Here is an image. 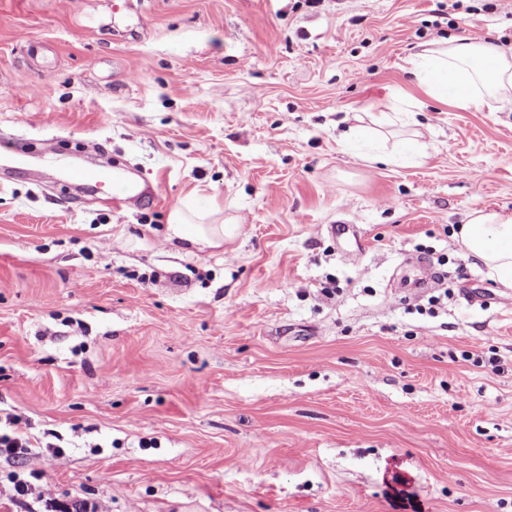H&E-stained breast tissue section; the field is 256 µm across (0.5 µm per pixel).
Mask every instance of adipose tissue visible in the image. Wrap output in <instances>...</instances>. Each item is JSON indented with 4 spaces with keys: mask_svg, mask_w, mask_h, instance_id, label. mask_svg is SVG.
<instances>
[{
    "mask_svg": "<svg viewBox=\"0 0 512 512\" xmlns=\"http://www.w3.org/2000/svg\"><path fill=\"white\" fill-rule=\"evenodd\" d=\"M416 83L434 100L453 99L461 108L512 110V47L465 39L424 45L409 60ZM233 225L209 224L204 213L184 203L175 207L165 241L191 252L221 246ZM465 250L480 261L491 279L512 288V214L476 213L459 231Z\"/></svg>",
    "mask_w": 512,
    "mask_h": 512,
    "instance_id": "adipose-tissue-1",
    "label": "adipose tissue"
}]
</instances>
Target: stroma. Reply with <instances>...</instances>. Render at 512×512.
Returning a JSON list of instances; mask_svg holds the SVG:
<instances>
[{"label": "stroma", "mask_w": 512, "mask_h": 512, "mask_svg": "<svg viewBox=\"0 0 512 512\" xmlns=\"http://www.w3.org/2000/svg\"><path fill=\"white\" fill-rule=\"evenodd\" d=\"M114 2L0 0V143L32 145L0 177V420L32 442L0 512H512V288L456 236L512 212V112L406 64L512 46V0ZM381 99L430 157L341 143ZM107 155L158 200L67 178ZM192 194L238 230L187 255ZM411 255L438 304L399 292ZM418 137L419 133L414 129L411 136L399 140L390 151L386 150V145L383 142L374 140L369 144L370 153L361 157L368 162L386 161L392 163L399 157L401 148L408 147L418 160H424L429 156V149H432V146L419 141Z\"/></svg>", "instance_id": "obj_1"}]
</instances>
